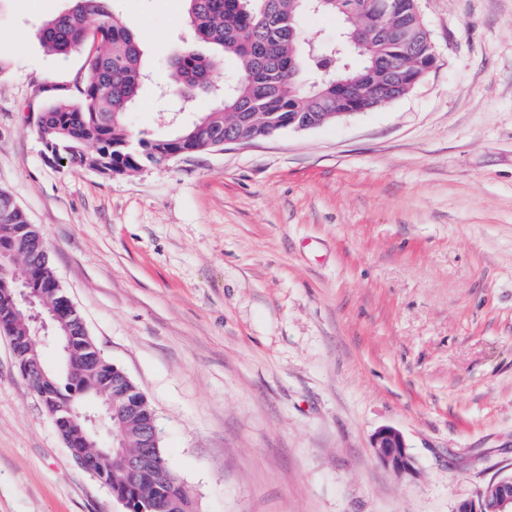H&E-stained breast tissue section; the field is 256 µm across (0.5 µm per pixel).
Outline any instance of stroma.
<instances>
[{
  "mask_svg": "<svg viewBox=\"0 0 512 512\" xmlns=\"http://www.w3.org/2000/svg\"><path fill=\"white\" fill-rule=\"evenodd\" d=\"M69 0H0V190L43 234L104 358L153 407L196 512H455L512 476V0H418L435 67L316 128L106 178L46 160ZM152 75L194 38L185 0H108ZM404 436L415 472L372 446ZM0 512H123L70 456L0 337ZM373 448H377L378 457L387 469L397 474H412V457L402 433L393 427L378 430L372 439Z\"/></svg>",
  "mask_w": 512,
  "mask_h": 512,
  "instance_id": "1",
  "label": "stroma"
}]
</instances>
